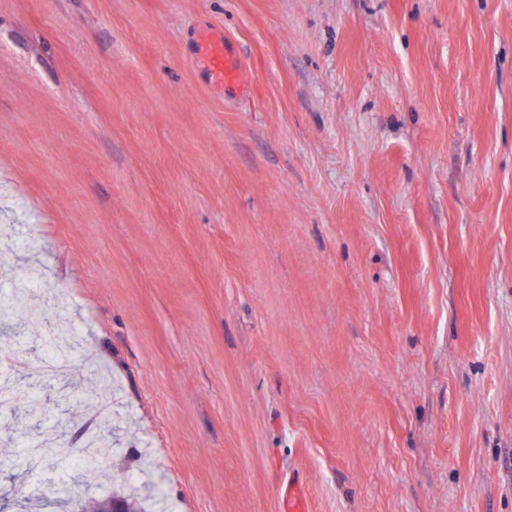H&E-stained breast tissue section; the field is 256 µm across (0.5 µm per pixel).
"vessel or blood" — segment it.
<instances>
[{"instance_id":"1","label":"vessel or blood","mask_w":512,"mask_h":512,"mask_svg":"<svg viewBox=\"0 0 512 512\" xmlns=\"http://www.w3.org/2000/svg\"><path fill=\"white\" fill-rule=\"evenodd\" d=\"M195 54L208 80L223 87L225 94L237 96L246 91L243 64L222 33L203 34L196 44Z\"/></svg>"}]
</instances>
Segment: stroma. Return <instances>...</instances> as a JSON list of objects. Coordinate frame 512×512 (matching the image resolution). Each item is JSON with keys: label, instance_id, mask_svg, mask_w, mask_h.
Listing matches in <instances>:
<instances>
[{"label": "stroma", "instance_id": "35a3bbf8", "mask_svg": "<svg viewBox=\"0 0 512 512\" xmlns=\"http://www.w3.org/2000/svg\"><path fill=\"white\" fill-rule=\"evenodd\" d=\"M7 302L0 512H512V0H0ZM195 54L210 82L224 87V95L238 96L248 88L243 64L220 32H207L197 41ZM110 503H112V505L114 503L124 505L127 510L122 512H146L141 501L137 497L133 495L120 496L114 494H112V498H100L96 496L89 497L87 504L85 505V509H82V512H107L105 508Z\"/></svg>", "mask_w": 512, "mask_h": 512}]
</instances>
